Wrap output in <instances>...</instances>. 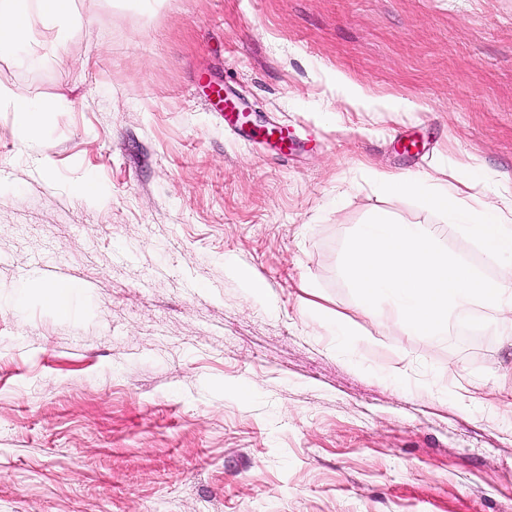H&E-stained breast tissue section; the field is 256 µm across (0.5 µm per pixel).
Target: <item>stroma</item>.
<instances>
[{"label":"stroma","mask_w":512,"mask_h":512,"mask_svg":"<svg viewBox=\"0 0 512 512\" xmlns=\"http://www.w3.org/2000/svg\"><path fill=\"white\" fill-rule=\"evenodd\" d=\"M71 13L0 51V89L51 106L31 140L0 105V512H512L501 314L417 336L388 302L363 315L340 271L385 212L496 275L371 172L466 168L472 204L512 182V0ZM202 72L316 147L239 140ZM340 76L424 109L356 110Z\"/></svg>","instance_id":"35a3bbf8"}]
</instances>
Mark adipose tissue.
Here are the masks:
<instances>
[{"instance_id":"1","label":"adipose tissue","mask_w":512,"mask_h":512,"mask_svg":"<svg viewBox=\"0 0 512 512\" xmlns=\"http://www.w3.org/2000/svg\"><path fill=\"white\" fill-rule=\"evenodd\" d=\"M69 18L68 0H0V49L59 34Z\"/></svg>"}]
</instances>
